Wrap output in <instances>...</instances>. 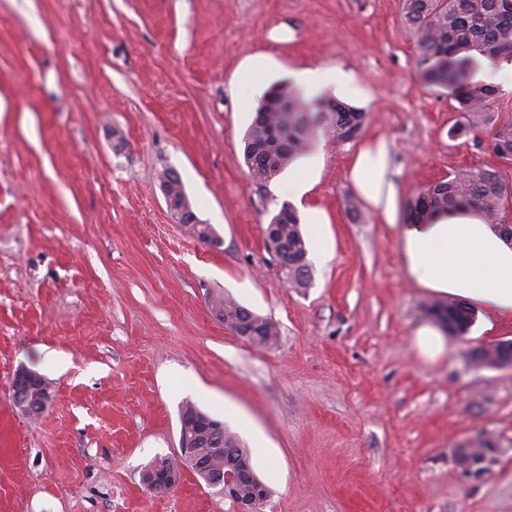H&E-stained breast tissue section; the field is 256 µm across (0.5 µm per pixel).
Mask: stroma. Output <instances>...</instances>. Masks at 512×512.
<instances>
[{"mask_svg": "<svg viewBox=\"0 0 512 512\" xmlns=\"http://www.w3.org/2000/svg\"><path fill=\"white\" fill-rule=\"evenodd\" d=\"M345 71L370 96L360 138L315 134L303 198L278 191L295 166L255 182L243 137L264 98H331ZM477 78L512 119V69ZM460 119L416 66L404 0H0V512H236L189 471L167 495L141 483L188 402L250 448L265 512H512V370L469 362L512 324L419 356L434 295L407 280L395 227L347 210L374 138L402 206L465 167L512 183L489 130L450 136ZM168 169L219 244L170 211ZM285 203L327 217L300 290L265 242ZM221 296L272 320V343L226 328ZM22 367L49 384L40 416L12 405ZM480 431L497 461L467 476L452 453Z\"/></svg>", "mask_w": 512, "mask_h": 512, "instance_id": "obj_1", "label": "stroma"}]
</instances>
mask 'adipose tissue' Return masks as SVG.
<instances>
[{
  "instance_id": "adipose-tissue-1",
  "label": "adipose tissue",
  "mask_w": 512,
  "mask_h": 512,
  "mask_svg": "<svg viewBox=\"0 0 512 512\" xmlns=\"http://www.w3.org/2000/svg\"><path fill=\"white\" fill-rule=\"evenodd\" d=\"M349 179L374 214L395 222L397 187L386 141L361 148L349 166ZM405 273L418 287L467 303L485 330L512 321V244L496 225L466 208L438 215L429 224H396Z\"/></svg>"
}]
</instances>
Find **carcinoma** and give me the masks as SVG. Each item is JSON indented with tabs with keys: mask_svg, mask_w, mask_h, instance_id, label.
I'll return each mask as SVG.
<instances>
[{
	"mask_svg": "<svg viewBox=\"0 0 512 512\" xmlns=\"http://www.w3.org/2000/svg\"><path fill=\"white\" fill-rule=\"evenodd\" d=\"M406 20L416 38L417 68L432 86L449 92L458 103L462 122L453 133L466 135L489 122L486 107L498 90L476 80L481 60L512 56V0H406ZM367 113L339 101L328 99L314 107L290 84L279 87L259 108L244 138V159L250 176L267 183L302 153L318 130L338 142L359 137ZM496 154L512 161V121L496 126L492 132ZM457 206H468L491 224H503L512 206V186L498 173L481 168H462L448 178L420 190L406 207V221L428 224L439 213ZM267 243L280 263L288 267L292 288L310 285L307 244L296 210L288 203L270 221ZM426 314L446 332L461 331L474 324L475 313L460 301L431 302ZM214 311L224 325L240 331L239 323L248 308L230 297L216 299ZM257 336L249 341L265 346L277 336L276 325L254 315ZM197 445L206 448L222 462V449L232 446L249 459L250 450L238 437L226 433L216 442L203 433Z\"/></svg>",
	"mask_w": 512,
	"mask_h": 512,
	"instance_id": "1",
	"label": "carcinoma"
}]
</instances>
